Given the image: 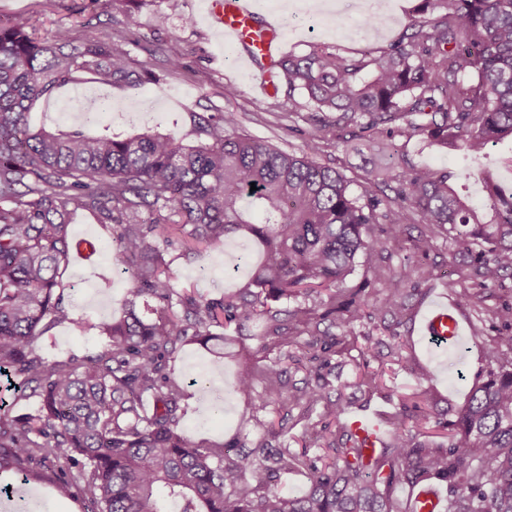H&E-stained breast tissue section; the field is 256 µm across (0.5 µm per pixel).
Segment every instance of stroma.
<instances>
[{
  "label": "stroma",
  "instance_id": "1",
  "mask_svg": "<svg viewBox=\"0 0 512 512\" xmlns=\"http://www.w3.org/2000/svg\"><path fill=\"white\" fill-rule=\"evenodd\" d=\"M298 2L255 0L264 18L284 24L285 53L302 55L311 46L320 45L345 56H359L381 50L399 35L412 18L417 0H384L388 23L375 37L363 26L368 0H346L345 12L322 16L295 13ZM129 10L138 19L136 26L126 23ZM18 14L31 17L41 37L64 29L83 40L122 43L132 69L146 67L157 76L156 82L130 90L82 74L77 84L59 87L51 98L34 106L30 113L33 126L55 129L85 124L90 131L123 137L156 129L190 143L195 139L194 115L231 112L237 119V134L286 151L301 150L310 134H318L324 146L322 162L335 166L357 185L373 158L368 141L356 129L340 130L313 122L303 94L287 95L281 86L270 95L258 94L256 71L234 65L232 58L238 48L221 37L205 12L203 0H178L174 7L168 0H0V19ZM173 57L180 59L179 68H170ZM228 86L236 88L235 96H225ZM394 142L398 160L447 170L457 191L477 203L487 195L481 173L498 170L501 158L512 154L508 141L476 157L428 146L418 136H398ZM70 231L72 261L63 276L65 303L74 317L92 322L119 314L128 280L111 267L114 250L110 233L83 213L75 216ZM260 257L254 242L232 238L225 244L224 255L202 252L176 259L171 265L173 282L179 288L197 287L204 298L217 299L226 289L240 286L251 263ZM404 271L411 274V295L408 318L397 333L406 346L408 360L403 369L384 371L383 389L369 394L356 380L361 351H368L371 370L381 369L374 344L342 354L343 377L350 383L348 394L354 409L368 408L389 417L400 411L403 396L426 378L440 394V409L456 412L467 400L471 378L485 366L484 346L468 338L459 352L453 353L423 336L420 328L429 305L449 300V283L460 281L463 275L453 248L440 240L422 255L410 251L405 243L390 242L377 267L359 269L346 285L363 289L365 297L371 299L381 293L390 277ZM103 344V338L94 332L83 333L63 323L36 338L33 349L52 361L79 359ZM242 364L239 358L214 357L196 344L184 347L172 363L173 377L185 384L187 392V412L180 428L194 442L226 443L238 437L255 443L244 422L250 413L247 400L233 389ZM200 376L210 380L211 393L192 386V379ZM4 484L12 487L14 495L37 497L40 512H86L84 497L59 496L54 475L40 466H30L28 472L21 473L2 463L0 486Z\"/></svg>",
  "mask_w": 512,
  "mask_h": 512
}]
</instances>
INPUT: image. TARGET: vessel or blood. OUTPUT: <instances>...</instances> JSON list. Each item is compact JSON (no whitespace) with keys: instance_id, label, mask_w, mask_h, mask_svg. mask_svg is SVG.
<instances>
[{"instance_id":"b4317fda","label":"vessel or blood","mask_w":512,"mask_h":512,"mask_svg":"<svg viewBox=\"0 0 512 512\" xmlns=\"http://www.w3.org/2000/svg\"><path fill=\"white\" fill-rule=\"evenodd\" d=\"M207 9L224 39L240 48L243 61L259 69L261 89H269L270 73L280 57L279 26L259 16L253 10L251 0H207ZM423 328L429 339L451 348L462 337L457 315L445 306L432 309L424 319ZM351 426L362 447H382L385 431L379 422L360 416ZM411 502L413 512H446L445 492L436 484L416 488Z\"/></svg>"}]
</instances>
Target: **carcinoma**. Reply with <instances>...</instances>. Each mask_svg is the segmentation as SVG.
Returning <instances> with one entry per match:
<instances>
[{"instance_id":"cac0c4a2","label":"carcinoma","mask_w":512,"mask_h":512,"mask_svg":"<svg viewBox=\"0 0 512 512\" xmlns=\"http://www.w3.org/2000/svg\"><path fill=\"white\" fill-rule=\"evenodd\" d=\"M416 13L377 57L320 46L281 57L277 77L288 97L304 94L314 120L369 138L418 135L470 155L512 139V0H419ZM127 55L119 43H77L65 30L40 37L29 16L0 22V376L17 396L29 390L40 399L34 415L0 414V457L53 472L58 494H85L87 512H411L396 489L429 481L446 489L447 512H512V304L485 307L512 276V190L484 173L479 212L448 172L391 163L394 196L356 194L343 173L319 162L317 135L301 153L285 152L229 133L231 112L199 116L195 131L211 142L196 145L154 132L117 139L31 127L33 103L80 73L124 88L151 80L150 71L129 68ZM79 211L109 229L128 274L122 312L109 321L73 317L59 292ZM413 224L425 231L411 235ZM236 236L263 249L244 287L210 300L175 288L167 248L216 251ZM442 237L474 264L475 287L450 282L451 293L486 312L500 333L473 327L486 368L456 419L436 411L434 389L423 386L368 458L347 418L342 363L324 360L314 382L292 390L282 346L307 334L343 351L361 337L402 364L392 328L406 317L408 276L390 278L368 312L363 289L343 284L376 265L391 241L425 254ZM323 290L324 312L298 303ZM63 322L97 330L108 346L82 361L44 360L32 342ZM258 323L264 366L241 369L236 392L258 394L257 412L321 408L335 428L308 422L304 437L334 457L290 448L288 429L257 414L249 424L263 440L245 451L235 440L202 447L179 431L183 388L169 362L191 343L222 350L226 330L249 336ZM418 418L434 426L407 425ZM301 470L303 495L277 488Z\"/></svg>"}]
</instances>
